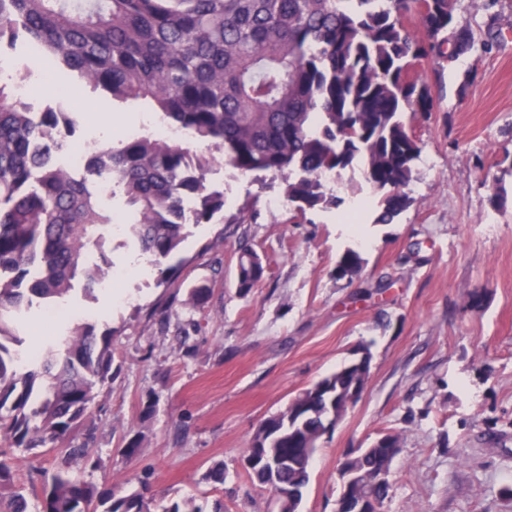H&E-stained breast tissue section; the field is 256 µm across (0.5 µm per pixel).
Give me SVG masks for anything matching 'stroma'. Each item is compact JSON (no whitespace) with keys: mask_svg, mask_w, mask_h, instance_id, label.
<instances>
[{"mask_svg":"<svg viewBox=\"0 0 512 512\" xmlns=\"http://www.w3.org/2000/svg\"><path fill=\"white\" fill-rule=\"evenodd\" d=\"M496 22L471 0L457 12L475 32L494 28L491 51L453 66L418 70L437 112L408 115L420 148L412 205L394 223L362 211L358 234L341 215L362 189L342 190L340 207L299 214L279 181H260L217 162L208 176L224 210L188 222L182 261L164 273L118 228L108 253L112 288L75 291L73 318L111 332L112 390L90 410L98 468L74 473L125 490L148 479L156 500L222 497L226 512H271L270 494L245 475L243 450L259 424L300 391L371 355L363 397L325 434L310 467L302 512H336L340 468L378 437H400L383 512H512V0ZM99 95L71 98L83 118L76 148L102 135L119 140L147 123L141 107L100 112ZM281 200L270 210V200ZM248 208L243 223L228 218ZM266 273L248 295L237 289L242 249ZM358 252V272L336 264ZM206 287L204 306L187 301ZM481 307H467L471 295ZM152 415H145L147 405ZM143 449L119 450L135 436ZM223 463V486L203 482Z\"/></svg>","mask_w":512,"mask_h":512,"instance_id":"35a3bbf8","label":"stroma"}]
</instances>
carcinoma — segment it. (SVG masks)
Here are the masks:
<instances>
[{
  "instance_id": "obj_1",
  "label": "carcinoma",
  "mask_w": 512,
  "mask_h": 512,
  "mask_svg": "<svg viewBox=\"0 0 512 512\" xmlns=\"http://www.w3.org/2000/svg\"><path fill=\"white\" fill-rule=\"evenodd\" d=\"M27 45L50 58L44 76L56 100L34 112L12 83L0 80V439L8 447L63 454L62 467L41 485L40 512H152L149 483L119 494L71 473L78 461L98 464L93 436L73 443L96 399L112 384V332L81 320L55 322L43 348L19 335L22 317L58 306L78 283L90 292L107 261L114 215L99 188L110 186L130 217L128 231L156 266L184 241L185 203L196 223L224 211V193L207 174L215 155L241 174L279 178L298 210L336 207L342 173L361 167L381 194L377 224H390L411 204L421 150L407 112H435L428 87L414 76L427 59L451 61L486 52L453 0H0V50ZM65 73L118 106L149 109L153 122L117 144L85 147L86 179L56 164L78 126L68 110ZM185 131L163 142L155 128ZM361 265L349 251L343 277ZM265 266L245 249L237 287L247 295ZM369 379L343 366L264 420L244 454L245 473L272 490L276 456L318 447L330 418L347 409L331 398ZM389 448L352 457L361 473L354 498L385 500L390 483L370 475ZM311 461L279 471L278 483L305 489ZM26 489L0 460V512H29ZM161 512H204L192 498L172 499Z\"/></svg>"
}]
</instances>
